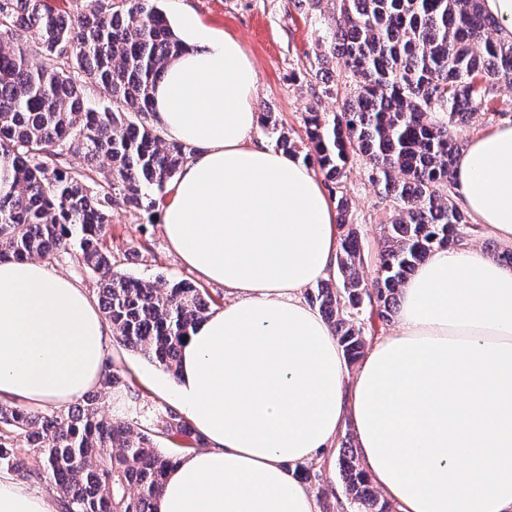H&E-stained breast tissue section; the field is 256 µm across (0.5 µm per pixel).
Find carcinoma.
I'll return each instance as SVG.
<instances>
[{
  "mask_svg": "<svg viewBox=\"0 0 512 512\" xmlns=\"http://www.w3.org/2000/svg\"><path fill=\"white\" fill-rule=\"evenodd\" d=\"M19 27L34 41H17ZM497 29L483 0H336L329 54L359 91L340 113H308L310 151L332 192L350 155H362L372 186L396 205L368 285L348 202L337 201L336 275L320 280L312 301L350 362L373 340L359 312L391 318L417 266L438 247L466 243L470 218L444 191L462 156L448 125L490 105L497 83L512 84V40L492 38ZM181 50L156 0H74L63 12L47 0H0V157L14 170L0 193V260L49 259L78 243L113 336L174 375L185 335L212 299L190 283L162 287L118 272L103 238L113 206L155 211L193 154L148 123L154 87ZM82 74L102 88L103 105L89 104ZM434 112L448 122H434ZM70 155L87 167L65 164ZM99 398L64 411L1 403L0 468L26 480L47 475L64 512H154L175 462L157 438L188 436L190 423L168 410L147 432L106 418ZM17 435L37 468L16 459ZM338 467L345 499L325 498L323 512H395L349 441Z\"/></svg>",
  "mask_w": 512,
  "mask_h": 512,
  "instance_id": "1",
  "label": "carcinoma"
}]
</instances>
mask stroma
Segmentation results:
<instances>
[{
  "label": "stroma",
  "instance_id": "1",
  "mask_svg": "<svg viewBox=\"0 0 512 512\" xmlns=\"http://www.w3.org/2000/svg\"><path fill=\"white\" fill-rule=\"evenodd\" d=\"M169 21L179 9L190 10L208 29L238 39L258 72L256 106L272 113L275 124H260L257 135L275 144L279 134L296 143L297 157L307 152L305 120L310 109L341 111L356 91L352 74L333 62L319 64L330 41L334 0H159ZM512 122V85L499 84L490 107L479 108L469 122L452 127L460 145ZM341 191L349 201L350 222L361 237L365 279L376 274L382 227L390 223L395 205L369 181L363 157H351ZM116 269L127 275L169 284L186 281L204 288L215 306L224 304V287L208 283L170 248L161 224L150 214L116 206L104 239ZM112 367L124 377V387L103 388L101 409L115 420L154 427L165 409L174 408L170 395L176 379L139 352L112 344Z\"/></svg>",
  "mask_w": 512,
  "mask_h": 512
}]
</instances>
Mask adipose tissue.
<instances>
[{
	"label": "adipose tissue",
	"instance_id": "adipose-tissue-1",
	"mask_svg": "<svg viewBox=\"0 0 512 512\" xmlns=\"http://www.w3.org/2000/svg\"><path fill=\"white\" fill-rule=\"evenodd\" d=\"M185 51L154 117L195 147L160 222L231 299L185 343L175 400L207 448L169 472L158 512H318L297 467L351 424L362 467L397 512H512V267L440 248L400 291L396 325L357 368L303 291L336 269V211L309 165L255 138L258 73L241 43L178 24ZM465 209L512 242V124L455 170ZM112 330L44 262H0V400L62 408L101 386ZM0 512H54L0 474Z\"/></svg>",
	"mask_w": 512,
	"mask_h": 512
}]
</instances>
